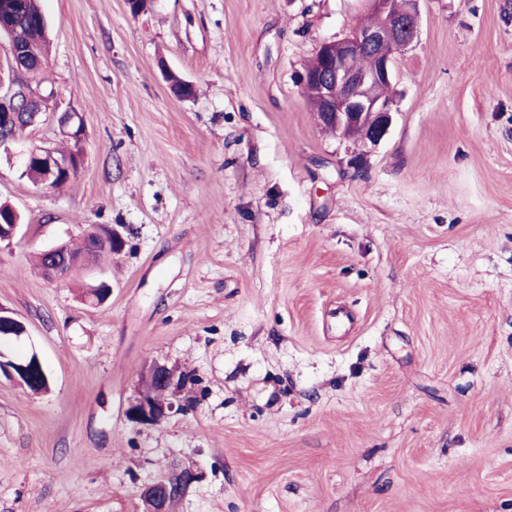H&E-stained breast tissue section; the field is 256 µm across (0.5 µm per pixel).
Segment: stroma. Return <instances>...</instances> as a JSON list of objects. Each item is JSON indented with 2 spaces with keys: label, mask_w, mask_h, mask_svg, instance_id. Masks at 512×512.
Returning a JSON list of instances; mask_svg holds the SVG:
<instances>
[{
  "label": "stroma",
  "mask_w": 512,
  "mask_h": 512,
  "mask_svg": "<svg viewBox=\"0 0 512 512\" xmlns=\"http://www.w3.org/2000/svg\"><path fill=\"white\" fill-rule=\"evenodd\" d=\"M40 4V90L83 139L18 141L83 161L40 190L0 152V305L50 378H0V512H146L185 468L169 512H512V0H417L391 129L358 146L299 75L362 0ZM94 225L123 250L37 268ZM157 362L193 405L133 423ZM194 478L195 474L188 471L181 476L179 482L173 481V484L155 483L148 486L143 492V498L148 507L147 512H166L171 497L174 495L180 497Z\"/></svg>",
  "instance_id": "obj_1"
}]
</instances>
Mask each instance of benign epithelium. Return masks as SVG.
<instances>
[{"instance_id": "obj_1", "label": "benign epithelium", "mask_w": 512, "mask_h": 512, "mask_svg": "<svg viewBox=\"0 0 512 512\" xmlns=\"http://www.w3.org/2000/svg\"><path fill=\"white\" fill-rule=\"evenodd\" d=\"M369 19L348 36L321 44L318 55L324 60L325 69L315 75L304 72L300 83L306 96L317 108L315 117L321 126L336 129L345 139L354 134L362 136V143L375 144L387 134L392 122V102L378 95V88L394 80V65L398 54L411 48L417 42L420 20L412 7L397 8V0H364ZM9 62L21 74L28 72L23 65L29 55L10 42L7 46ZM370 56L371 65L362 66L359 60ZM48 97L30 87L19 89L12 83L0 86V148L9 150L14 141L10 133L12 125L21 121L34 126L47 119L57 120L67 134L79 140L83 134L82 116L77 112H46ZM22 176H27L31 165L37 164L44 171L42 188L52 187V181L60 172L72 176L79 169L82 154L74 157H61L50 148L35 147L20 152ZM22 228L19 218L13 223H0V247L10 246ZM90 250L95 252L101 245H113L118 251L124 246L120 231L110 226L86 232ZM53 262V274L63 280L71 270L66 258V245L58 244L44 250ZM26 335L25 325L13 313L0 306V341H19ZM40 373L48 378L41 358L36 352L21 357H11L0 350V376L20 382V376ZM174 409V404L163 396H139L126 410L127 418L141 425H155L166 418ZM191 471L181 476L173 484L155 483L143 492L147 512H166L167 504L174 495H182L184 489L193 482Z\"/></svg>"}]
</instances>
